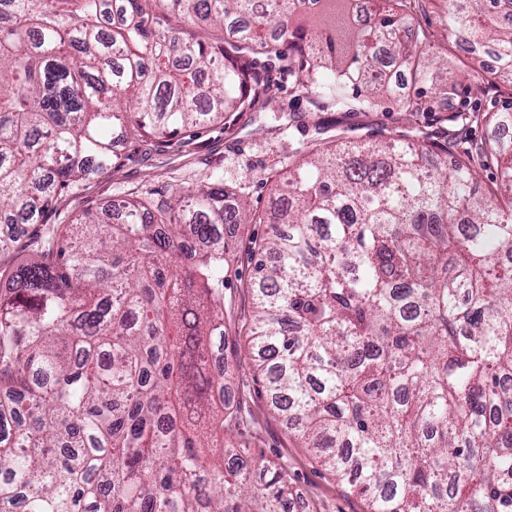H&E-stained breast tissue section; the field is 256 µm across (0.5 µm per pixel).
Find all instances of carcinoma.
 Segmentation results:
<instances>
[{"label": "carcinoma", "mask_w": 512, "mask_h": 512, "mask_svg": "<svg viewBox=\"0 0 512 512\" xmlns=\"http://www.w3.org/2000/svg\"><path fill=\"white\" fill-rule=\"evenodd\" d=\"M350 0H0V512H287L284 464L224 443V225L212 174L62 212L119 167L116 143L186 152L270 91L286 61L338 110L403 112L437 78L414 0L362 26ZM180 24L158 28V12ZM447 36L512 83V0H447ZM217 30L218 38L206 33ZM385 50L400 94L377 70ZM512 125V108L486 113ZM432 151L389 138L295 149L253 224L249 353L271 406L369 512H512V139ZM53 213L57 220L48 224Z\"/></svg>", "instance_id": "obj_1"}]
</instances>
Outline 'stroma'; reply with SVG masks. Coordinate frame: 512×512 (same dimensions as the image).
Wrapping results in <instances>:
<instances>
[{"instance_id":"stroma-1","label":"stroma","mask_w":512,"mask_h":512,"mask_svg":"<svg viewBox=\"0 0 512 512\" xmlns=\"http://www.w3.org/2000/svg\"><path fill=\"white\" fill-rule=\"evenodd\" d=\"M442 0H424L415 14L416 23L432 34L435 44L448 56V81L455 92L450 105L457 112H496L512 105V84L498 83L479 94L473 89L483 72L478 62L459 50L445 35L441 20ZM271 92L259 111L231 117L225 128L202 135L197 147L183 156L151 150L148 143H121L119 153L128 161L121 170L106 174L74 189L64 203L78 211L89 204L123 201L133 191L159 190L167 177L202 180L220 172L226 189L247 184L250 209H267L274 193L273 183L249 181V174L282 170L301 144L328 143L340 138L361 142L378 136H406L423 146L442 144V125L434 112L406 114L390 103L374 112H339L328 102L310 103L297 86L284 62L263 69ZM294 112L296 126L280 130L284 113ZM263 224L234 227L235 245L224 267V366L227 372L226 412L233 421L226 427L237 447L246 454L287 465L288 477L302 496L298 512H368V502L349 490L313 462L307 448L290 438L269 405L263 381L246 352L252 319V301L247 285L251 279L248 251L250 237L263 236Z\"/></svg>"}]
</instances>
